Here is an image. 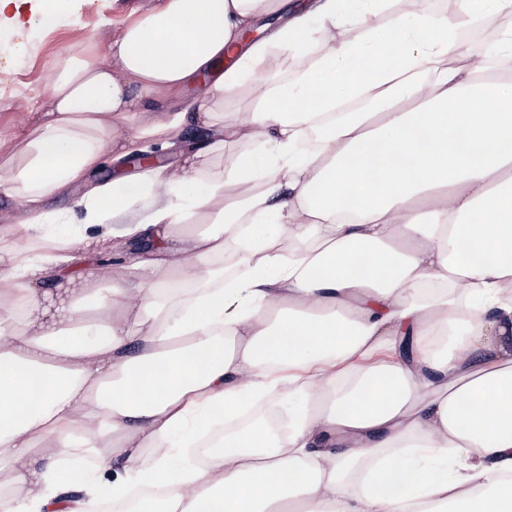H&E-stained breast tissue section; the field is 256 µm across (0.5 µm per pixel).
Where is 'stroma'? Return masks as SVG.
<instances>
[{
  "label": "stroma",
  "instance_id": "35a3bbf8",
  "mask_svg": "<svg viewBox=\"0 0 512 512\" xmlns=\"http://www.w3.org/2000/svg\"><path fill=\"white\" fill-rule=\"evenodd\" d=\"M158 0H70L71 15L52 30L31 26L16 33L0 29V86L18 85L14 98L0 99V154L19 150L23 120L47 99V81L54 60L75 48L96 42L107 45L121 32L132 11L155 7Z\"/></svg>",
  "mask_w": 512,
  "mask_h": 512
}]
</instances>
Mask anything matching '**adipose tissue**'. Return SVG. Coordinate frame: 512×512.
<instances>
[{
	"label": "adipose tissue",
	"mask_w": 512,
	"mask_h": 512,
	"mask_svg": "<svg viewBox=\"0 0 512 512\" xmlns=\"http://www.w3.org/2000/svg\"><path fill=\"white\" fill-rule=\"evenodd\" d=\"M387 7L161 0L106 51L56 58L44 110L0 158V195L23 207L0 225V512H97L103 498L133 512H512V29L482 65L458 52L463 29L511 16L512 0L363 25ZM262 15L280 27L243 42ZM2 17L59 22L40 0H0ZM318 27L332 46L311 43ZM274 48L315 61L264 83L226 131L219 103ZM204 75L197 112L148 118L143 100ZM354 98L376 107L338 111ZM189 119L206 144L181 170L93 183L137 140L173 146ZM232 136L271 143L283 167L264 149L215 165ZM79 186L70 238L44 204ZM137 195L149 207L126 218ZM129 240L159 244L132 262L133 285L66 273L63 248ZM282 389L302 400L274 401L275 426L225 432L203 466L185 453ZM68 454L121 470L71 499Z\"/></svg>",
	"instance_id": "obj_1"
}]
</instances>
